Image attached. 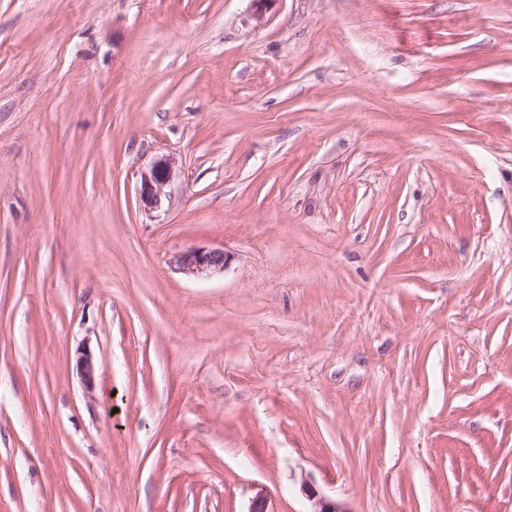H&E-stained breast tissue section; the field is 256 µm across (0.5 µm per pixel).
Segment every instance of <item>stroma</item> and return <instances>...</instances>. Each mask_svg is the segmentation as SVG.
<instances>
[{"label":"stroma","mask_w":512,"mask_h":512,"mask_svg":"<svg viewBox=\"0 0 512 512\" xmlns=\"http://www.w3.org/2000/svg\"><path fill=\"white\" fill-rule=\"evenodd\" d=\"M305 480L512 512V0H0V512ZM171 164L168 159L159 160L142 176L139 197L145 210L161 206L163 188L171 176ZM232 254L224 248L189 247L173 257L174 269L187 277L224 272Z\"/></svg>","instance_id":"1"}]
</instances>
